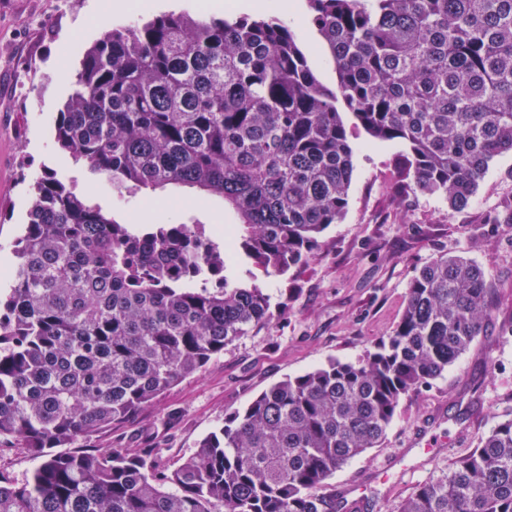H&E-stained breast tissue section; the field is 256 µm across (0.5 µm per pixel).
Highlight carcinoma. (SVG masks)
<instances>
[{
    "label": "carcinoma",
    "instance_id": "carcinoma-1",
    "mask_svg": "<svg viewBox=\"0 0 512 512\" xmlns=\"http://www.w3.org/2000/svg\"><path fill=\"white\" fill-rule=\"evenodd\" d=\"M337 75L325 86L279 16L164 14L83 54L55 141L118 193L199 191L233 215L126 224L53 175L34 185L0 292V443L40 460L0 476V512H346L328 481L385 439L494 318L484 272L440 255L394 330L355 361L275 383L178 468L89 448L276 316L258 277L318 256L348 206L353 149L338 104L400 147L393 197L466 208L512 152V0H306ZM253 271L228 281L233 258ZM395 512H512V419L435 467Z\"/></svg>",
    "mask_w": 512,
    "mask_h": 512
}]
</instances>
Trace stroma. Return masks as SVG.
Instances as JSON below:
<instances>
[{"mask_svg":"<svg viewBox=\"0 0 512 512\" xmlns=\"http://www.w3.org/2000/svg\"><path fill=\"white\" fill-rule=\"evenodd\" d=\"M106 0H0V289L17 259L14 245L27 222L34 181L46 173L74 185L91 203L123 223H154L171 197L185 206L178 223H232L216 199L187 188L116 195L112 182L70 162L56 147L54 123L71 83L59 67L76 72L82 50L105 27L169 12L197 14L200 0H131L123 14L94 26L89 12ZM283 16L299 36L309 63L327 87L334 64L309 23L304 0H288ZM78 52H71V42ZM343 120L353 148L354 172L343 219L324 233L320 257L294 280H266L281 316L256 326L224 349L199 374L167 391L132 421L103 430L92 441L100 451L123 447L156 451L160 467L179 466L228 417L276 382L328 360H356L391 334L418 268L440 254L458 255L482 268L495 299V321L448 372L406 398L376 448L354 457L330 484L359 512H394L413 488L464 449L477 430L512 418V338L498 327L512 322V224L488 218L512 195V153L494 158L468 208L453 212L445 200L424 194L395 201L390 193L398 148L379 144L351 112ZM174 425H165L169 413ZM433 440L423 448V440Z\"/></svg>","mask_w":512,"mask_h":512,"instance_id":"35a3bbf8","label":"stroma"}]
</instances>
